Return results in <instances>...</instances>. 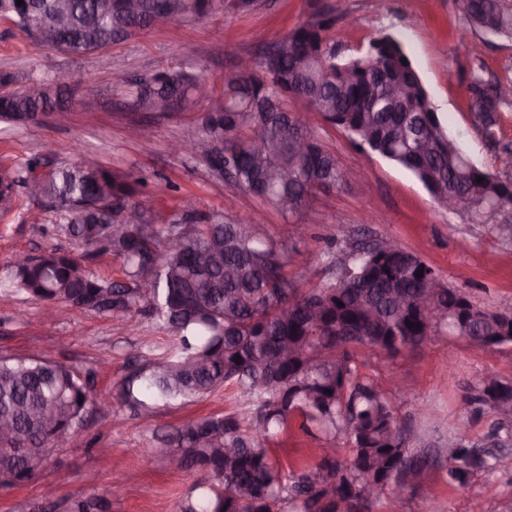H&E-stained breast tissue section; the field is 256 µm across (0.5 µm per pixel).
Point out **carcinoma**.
Masks as SVG:
<instances>
[{"label": "carcinoma", "instance_id": "carcinoma-1", "mask_svg": "<svg viewBox=\"0 0 512 512\" xmlns=\"http://www.w3.org/2000/svg\"><path fill=\"white\" fill-rule=\"evenodd\" d=\"M66 2L67 37L46 45L63 53L94 54L130 34L157 28L155 17L192 21L224 10V0H26L12 12L21 29L36 22L50 30ZM466 24L512 40V0H456ZM340 17L317 9L271 43L252 62L248 77H224L219 99L200 98L201 79L183 67L123 82L129 112H151L158 101L174 105L169 117L210 109L187 127L209 147L210 167L229 175L235 188L294 220L319 192L341 188L346 173L288 102L301 100L324 123L345 132L353 145L409 171L438 202L466 200L476 224H512V178L476 162L454 137L432 103L409 90L389 91L390 67L412 65L401 39L390 32L370 38L363 54L337 55L330 33ZM469 112L486 139H495L500 112L512 104V79L484 78L476 61L468 72ZM27 86L46 88L39 98L15 91L0 96V114L50 112L63 103L61 83L30 77ZM304 141L309 151L294 150ZM483 181H477V178ZM8 188L39 186L59 213L58 235L72 243L111 251L123 258L124 280L89 275L76 257L50 247L33 265L10 260L0 285L52 305L65 302L86 312L121 318L144 308L175 339L163 357L133 368L119 397L140 412L235 388L250 415H208L175 426L165 435V455H180V470L200 475L177 505L178 512H351L369 483L395 497L396 472L420 477L429 462L394 440L396 407L377 381L360 373L364 348L395 354L424 345L427 328L416 307L433 294V335H454L489 349L512 343V318L502 315L468 322L460 296L416 254L398 246L384 256L373 247L353 248L336 273L308 288L288 274L284 253L253 235L245 224L187 213L181 220L147 213L138 200L141 180L116 167L86 162L48 167L32 159ZM112 197L136 208L94 204ZM412 325H407V322ZM95 373L38 357L0 356V483L22 485L44 468L53 448L82 428L93 405ZM504 415L482 388L469 402L496 417V432L512 435V380L491 379ZM325 441L346 437L348 455L320 454L314 461L283 463L274 445L291 423ZM489 467L461 437L452 442L448 482L464 484ZM102 496L77 498L70 512H107Z\"/></svg>", "mask_w": 512, "mask_h": 512}]
</instances>
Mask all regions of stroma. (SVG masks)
I'll return each mask as SVG.
<instances>
[{
  "label": "stroma",
  "mask_w": 512,
  "mask_h": 512,
  "mask_svg": "<svg viewBox=\"0 0 512 512\" xmlns=\"http://www.w3.org/2000/svg\"><path fill=\"white\" fill-rule=\"evenodd\" d=\"M342 16L336 48L344 55L363 50L379 30L403 40L433 103L470 155L495 174L512 177V108L502 112L495 141H488L468 110L463 71L480 57L495 76L512 75V41L493 39L467 28L455 0H321ZM307 0H263L260 9L240 14L225 8L215 17L176 21L113 45L109 66L96 55H68L43 46L0 14V72L38 78H63L73 103L35 124H0V169L21 168L33 158L54 166L99 162L143 178L148 207L166 215L185 208L216 215L225 223L248 224L252 233L285 246L288 271L300 287L325 274L322 250L327 240L350 245L392 237L431 264L452 287L464 290L478 306L512 313V237L491 225L470 223L464 213L439 206L406 170L354 146L341 130L324 124L303 103L289 102L301 113L323 146L345 170H361L362 179L318 194L301 216L304 237L275 209L249 193L227 188L205 156L170 153L190 115L159 118L140 113L128 119L124 97L113 86L116 75H146L190 65L214 82L233 73L239 58L256 54L305 19ZM140 125L132 139L130 123ZM58 213L51 202L18 194L11 210L0 211V267L18 252L37 254L57 244ZM39 302L0 288V355L41 357L83 370H94L97 395L105 407L89 413L85 425L63 438L46 468L23 486L0 487V512H66L80 497L111 494V512H175L192 474L170 471L161 446L172 426L216 413L247 416L249 408L234 390L223 387L183 404L158 407L140 415L118 397L123 378L147 360L159 358L174 342L172 334L143 313L133 311L123 324L110 316L85 313L59 303L45 318ZM362 373L394 390L397 420L411 447L437 459L419 480L401 489L390 512H512V440L490 438L493 414L464 399L484 374L512 379V344L478 350L457 336L390 356L364 349ZM481 448L489 469L464 485L446 474L448 440L459 430ZM53 485V498L42 496Z\"/></svg>",
  "instance_id": "stroma-1"
}]
</instances>
